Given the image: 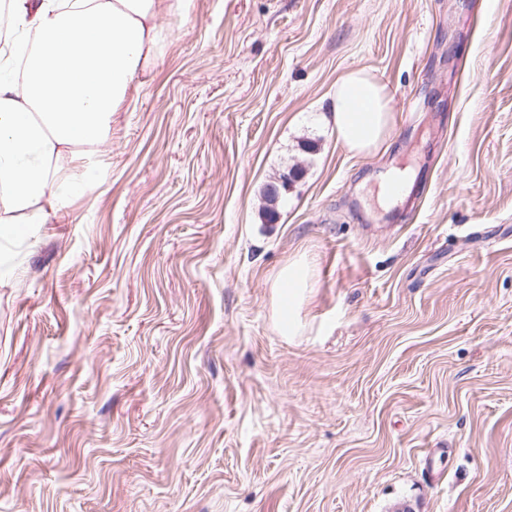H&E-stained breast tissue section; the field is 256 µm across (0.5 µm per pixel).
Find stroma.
Segmentation results:
<instances>
[{
  "mask_svg": "<svg viewBox=\"0 0 512 512\" xmlns=\"http://www.w3.org/2000/svg\"><path fill=\"white\" fill-rule=\"evenodd\" d=\"M161 26L134 110L52 162L75 182L95 151L105 184L0 237V512H512V0H192ZM354 69L392 98L366 157L328 121ZM311 276V264L303 254L288 262L278 274V326L284 336H296L298 333L297 309L306 296Z\"/></svg>",
  "mask_w": 512,
  "mask_h": 512,
  "instance_id": "stroma-1",
  "label": "stroma"
}]
</instances>
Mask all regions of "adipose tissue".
I'll return each instance as SVG.
<instances>
[{
  "label": "adipose tissue",
  "mask_w": 512,
  "mask_h": 512,
  "mask_svg": "<svg viewBox=\"0 0 512 512\" xmlns=\"http://www.w3.org/2000/svg\"><path fill=\"white\" fill-rule=\"evenodd\" d=\"M191 0H9L16 39L32 42L23 80L0 54V223L53 192L51 162L70 146L104 143L128 111L138 77L159 58L161 20ZM391 98L368 72L336 83L332 123L350 152L369 155L388 138ZM312 276L306 256L277 279L278 326L297 335V309Z\"/></svg>",
  "instance_id": "adipose-tissue-1"
}]
</instances>
